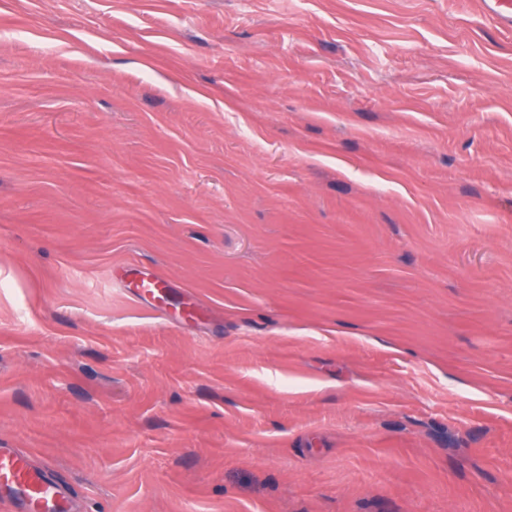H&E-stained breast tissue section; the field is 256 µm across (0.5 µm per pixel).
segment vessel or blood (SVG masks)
<instances>
[{"instance_id": "obj_1", "label": "vessel or blood", "mask_w": 512, "mask_h": 512, "mask_svg": "<svg viewBox=\"0 0 512 512\" xmlns=\"http://www.w3.org/2000/svg\"><path fill=\"white\" fill-rule=\"evenodd\" d=\"M480 15L498 27L512 29V0H476ZM138 296L166 298L163 280L141 277L134 284ZM7 512H76L74 496L57 472L38 465L30 454L0 448V507Z\"/></svg>"}]
</instances>
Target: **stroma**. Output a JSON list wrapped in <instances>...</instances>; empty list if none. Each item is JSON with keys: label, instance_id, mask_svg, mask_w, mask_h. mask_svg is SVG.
I'll use <instances>...</instances> for the list:
<instances>
[{"label": "stroma", "instance_id": "obj_1", "mask_svg": "<svg viewBox=\"0 0 512 512\" xmlns=\"http://www.w3.org/2000/svg\"><path fill=\"white\" fill-rule=\"evenodd\" d=\"M0 448L80 512H512V30L0 0ZM133 288L139 297L148 296L158 302H163L166 299L165 282L155 276L140 277L136 280Z\"/></svg>", "mask_w": 512, "mask_h": 512}]
</instances>
